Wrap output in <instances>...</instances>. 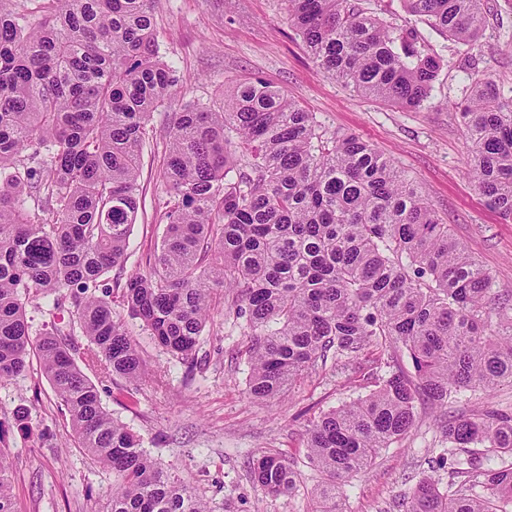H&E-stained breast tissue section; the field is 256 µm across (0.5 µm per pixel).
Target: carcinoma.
Instances as JSON below:
<instances>
[{"mask_svg": "<svg viewBox=\"0 0 512 512\" xmlns=\"http://www.w3.org/2000/svg\"><path fill=\"white\" fill-rule=\"evenodd\" d=\"M153 0H0V383L30 368L51 383L71 436L112 471L106 512H213L103 406L78 362L103 364L135 403L146 375L112 291L155 345L192 367L213 290L250 337L247 393L272 404L304 372L347 368L374 347L406 353L367 396L311 421L307 459L321 476L310 512H343L341 486L433 408L512 384V289L451 234L422 189L369 142L327 134L312 112L260 80L224 90V108L169 117L163 180L167 229L147 273L124 271L151 114L177 85L162 59ZM317 67L362 96L401 108L430 97L440 71L418 35L352 0H284ZM470 53L487 24L484 0H401ZM463 113L476 187L512 219V97L473 73ZM102 295H97V292ZM72 316L32 338L26 304ZM86 340L80 347L75 333ZM448 484L422 477L405 512H512V413L437 420ZM14 464L0 452V512H16ZM273 498L298 491L288 453L252 462Z\"/></svg>", "mask_w": 512, "mask_h": 512, "instance_id": "1", "label": "carcinoma"}]
</instances>
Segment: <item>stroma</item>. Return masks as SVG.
Instances as JSON below:
<instances>
[{
	"instance_id": "1",
	"label": "stroma",
	"mask_w": 512,
	"mask_h": 512,
	"mask_svg": "<svg viewBox=\"0 0 512 512\" xmlns=\"http://www.w3.org/2000/svg\"><path fill=\"white\" fill-rule=\"evenodd\" d=\"M358 3L384 12L396 27L416 30L440 55L439 79L421 108L365 98L323 74L290 28L282 0H154L159 53L176 69L179 84L177 94L154 112L142 146L140 203L126 272L147 271L166 232L162 171L170 114L191 106L220 109L225 89L259 78L315 113L326 131L353 133L372 144L421 187L496 287L512 289V220H503L479 194L460 117L469 94L465 68L494 74L504 95L512 96V7L506 0H485L487 26L467 59L424 19L407 13L401 0ZM126 325L147 368L137 405L118 404L114 385L98 372L89 377L97 381L104 407L140 437L146 452L203 494L215 512L228 505L246 512H308L320 479L307 463L308 425L321 412L370 393L362 377L375 372V353L364 354L357 374L331 364L309 370L277 404L266 406L246 393L250 339L232 316H215L206 327L190 375L183 366L169 365L139 321ZM19 407L31 411L26 423L14 418ZM487 407L512 412V385L462 393L448 414L456 418ZM69 431L51 384L37 369L0 386V451L16 466L17 512H104L112 474L69 445ZM445 446L434 419L423 416L408 437L382 449L344 487V512H402L404 495L423 476L447 484L446 469L435 463ZM272 449L288 452L301 473L294 497L267 496L249 478L252 460Z\"/></svg>"
}]
</instances>
